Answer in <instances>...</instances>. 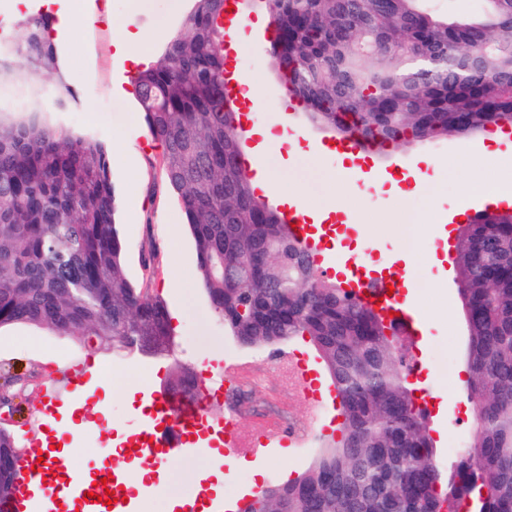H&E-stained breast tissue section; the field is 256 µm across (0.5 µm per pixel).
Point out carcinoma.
<instances>
[{"label": "carcinoma", "mask_w": 512, "mask_h": 512, "mask_svg": "<svg viewBox=\"0 0 512 512\" xmlns=\"http://www.w3.org/2000/svg\"><path fill=\"white\" fill-rule=\"evenodd\" d=\"M270 56L306 120L364 146L512 128V0L439 14L426 0H256ZM47 19L0 45V77H55L50 109H0V329L25 324L92 352H141L171 335L165 301L125 273L110 178L95 135L59 118L76 103ZM224 0H194L186 31L134 77L141 112L181 198L214 317L248 348L308 339L339 399L338 435L292 480L242 512H512V211L458 227L454 270L467 316V448L443 472L428 413L408 381L396 328L318 273L244 163L236 105L224 96ZM238 274H224V262ZM172 358L170 390L189 369ZM26 452L0 426V502Z\"/></svg>", "instance_id": "obj_1"}]
</instances>
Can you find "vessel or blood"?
I'll return each mask as SVG.
<instances>
[{
  "mask_svg": "<svg viewBox=\"0 0 512 512\" xmlns=\"http://www.w3.org/2000/svg\"><path fill=\"white\" fill-rule=\"evenodd\" d=\"M284 223L293 227L292 233L315 264H323L325 245L338 231L331 224L310 223L303 204L295 202L281 207ZM344 271L338 281L341 288L371 307L382 318H394L401 333L414 343L425 341L427 318L414 309L407 299L406 286L413 279L412 270L393 266L374 271L371 252L363 255L337 253ZM281 371L295 393L320 411L335 405L333 386H320L317 374L308 364L287 353L281 360ZM88 381L85 375L69 372L65 392H50L42 406L44 415L54 417L59 407L76 402L85 394ZM152 408L144 426L131 432L122 445L124 456L142 466H159L167 459L185 455L198 440L223 444L224 456L232 460L240 456L263 459L276 448L290 445L302 447V437H286L283 431L269 427L258 434L241 431L234 415L224 420L207 419L203 402L187 407L178 397L166 390L153 392ZM72 455L38 458L31 454L21 457L8 503L9 512H135L136 506L127 501L125 480L113 474L107 486L93 485L82 476L81 468L72 464ZM113 489L116 500L112 505L101 503L106 489Z\"/></svg>",
  "mask_w": 512,
  "mask_h": 512,
  "instance_id": "vessel-or-blood-1",
  "label": "vessel or blood"
}]
</instances>
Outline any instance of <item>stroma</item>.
<instances>
[{
    "label": "stroma",
    "mask_w": 512,
    "mask_h": 512,
    "mask_svg": "<svg viewBox=\"0 0 512 512\" xmlns=\"http://www.w3.org/2000/svg\"><path fill=\"white\" fill-rule=\"evenodd\" d=\"M193 0H93L91 19H77L73 31L56 40L61 71L66 84L78 95V104L63 113L62 121L94 133L107 145H121L112 157L111 179L118 200L119 222L126 246L125 271L132 282H148L168 308H181L183 320L174 327L177 360L202 375L203 358L212 350L248 363V372L235 395L240 427L252 433L266 425L280 428L310 426V445L274 453L261 460L264 485L284 483L286 476L305 470L321 446L324 426H311L312 406L296 396L276 370V350L249 349L224 333L198 282L194 242L186 224L180 199L162 170V147L152 139L134 94V70L115 55L112 45L120 28L141 32L155 53H162L169 40L184 32ZM234 60L258 86V96L249 112V126L281 123L299 133L296 144L274 140L260 158L263 169L275 172L285 185H303L311 202L324 204L333 197L338 161L329 154L315 155L316 144L329 143L327 134L306 125L296 101L286 95L269 58V44L249 37ZM488 134L467 138L435 139L407 147L370 149L366 169L393 173L395 168H415L420 158L433 167L427 180L413 194L398 199L371 183H360L346 198L361 246L372 247L386 263L396 255L409 254V265L421 283L419 292L431 309L427 348L416 354L419 371L442 369L440 378L429 380L439 420L431 435L437 460L450 469V448L468 431L470 405L466 398L469 370L464 355L466 327L454 270L431 266V257H444L442 229L449 215L459 211L461 186L478 176L488 187H512V149L491 167L478 171L463 164L466 156L482 155ZM153 258L154 271L146 273L145 258ZM172 360L138 355L122 357L109 352L93 354L72 337L58 336L27 325L0 330V382L20 374L32 375L38 386L15 400L12 423L25 440H39L48 426L41 417L46 378H65L77 366H97L108 381L112 400L100 434L86 438L81 456L87 469L113 465L110 441L118 432L142 423L141 399L127 400L130 376H137L145 390L166 382ZM208 459L201 450L192 458L170 461V491L182 495L196 490Z\"/></svg>",
    "instance_id": "1"
}]
</instances>
